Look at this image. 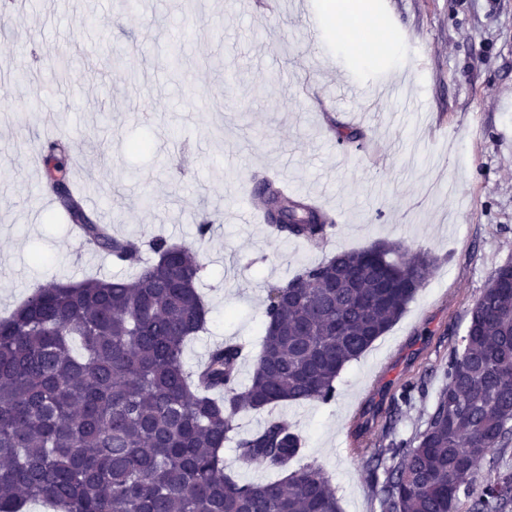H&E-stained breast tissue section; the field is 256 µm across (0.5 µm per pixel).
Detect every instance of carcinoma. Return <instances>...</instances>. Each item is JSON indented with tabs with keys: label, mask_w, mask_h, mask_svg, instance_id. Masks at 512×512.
<instances>
[{
	"label": "carcinoma",
	"mask_w": 512,
	"mask_h": 512,
	"mask_svg": "<svg viewBox=\"0 0 512 512\" xmlns=\"http://www.w3.org/2000/svg\"><path fill=\"white\" fill-rule=\"evenodd\" d=\"M42 156L45 187L68 223L130 277L52 282L0 319V512L41 498L59 512H341L315 465L295 467L304 441L287 419L252 433L237 417L288 401L336 398L335 381L403 315L433 259L378 242L302 268L268 288L264 334L249 383L238 343L215 346L197 376L188 340L205 330L197 252L153 238L154 258L84 210L64 164ZM253 200L275 236L318 247L335 227L327 211L253 177ZM512 261L469 310L448 353L446 385L408 440L362 453L381 512H512ZM277 473L240 484L224 472V444Z\"/></svg>",
	"instance_id": "cac0c4a2"
}]
</instances>
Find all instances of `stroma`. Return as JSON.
Instances as JSON below:
<instances>
[{
  "instance_id": "stroma-1",
  "label": "stroma",
  "mask_w": 512,
  "mask_h": 512,
  "mask_svg": "<svg viewBox=\"0 0 512 512\" xmlns=\"http://www.w3.org/2000/svg\"><path fill=\"white\" fill-rule=\"evenodd\" d=\"M142 17L119 0H24L0 28V318L41 284L123 276L126 268L75 238L30 154L53 128L79 163L70 177L113 235L162 237L194 248L207 330L188 342L187 369L227 340L257 346L266 288L302 266L376 242L434 258L404 314L347 364L334 401L278 412L305 441L342 512H380L375 480L349 442L385 441L402 386L421 383L394 429L419 430L445 383L467 311L512 260V0H358L377 41L359 65L337 40L310 39L307 19L328 0H146ZM183 38L180 83L164 65ZM124 49L127 63L105 55ZM81 58L67 102L42 73L58 55ZM32 78L15 81L14 72ZM358 79L350 93L349 79ZM404 84L399 111L383 87ZM356 128L362 146L334 132ZM147 150H137V143ZM266 172L336 217L332 242L278 241L248 215L238 188ZM210 233L199 236L201 216Z\"/></svg>"
}]
</instances>
